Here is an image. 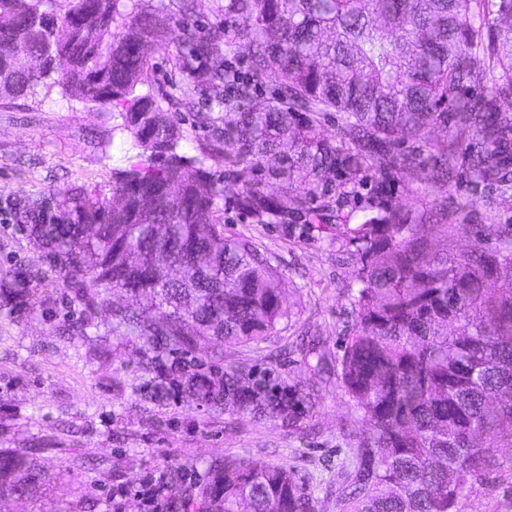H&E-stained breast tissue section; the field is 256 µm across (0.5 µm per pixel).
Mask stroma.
<instances>
[{"mask_svg": "<svg viewBox=\"0 0 512 512\" xmlns=\"http://www.w3.org/2000/svg\"><path fill=\"white\" fill-rule=\"evenodd\" d=\"M162 26L201 32L218 21L215 0H198L183 20L177 0H149ZM178 44L147 48L151 80L178 97L172 72ZM119 109L62 100L59 91L0 98V450L37 449L50 480L41 497L0 500V512H154L141 482L179 466L204 474L210 461L245 458L282 465L310 483L314 512H338L326 486L347 465L361 414L338 379L355 324L349 287L358 269L348 226L330 233L302 225L261 224L233 202L224 206L225 235L249 239L282 279L288 315L266 340L224 344L198 339L187 357L203 371L241 368L249 384L273 394H313L293 419L254 417L177 394L153 395L160 369L143 364L134 336L112 333L98 313L84 336H63L71 308L62 283L14 210L25 199L56 206L70 193L112 192V171L136 151ZM448 221L461 225L458 249L480 224H512V190L481 186L467 167L448 181ZM38 267L35 312L15 308L8 293L18 272ZM461 512H512V448L496 449L461 500Z\"/></svg>", "mask_w": 512, "mask_h": 512, "instance_id": "1", "label": "stroma"}]
</instances>
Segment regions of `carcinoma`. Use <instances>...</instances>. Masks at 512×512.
<instances>
[{
	"label": "carcinoma",
	"instance_id": "1",
	"mask_svg": "<svg viewBox=\"0 0 512 512\" xmlns=\"http://www.w3.org/2000/svg\"><path fill=\"white\" fill-rule=\"evenodd\" d=\"M198 37L162 27L146 0H0V97L58 86L68 99L123 108L138 161L113 169L112 194L74 193L31 234L63 281L87 335L102 310L136 336L145 364L191 402L291 418L300 399L208 374L193 343L262 341L287 314L279 275L242 237L224 235L228 193L263 224H333L346 181L378 173L375 204L352 229L360 266L355 329L339 380L366 429L330 493L339 512H459L470 480L512 448V229L486 224L469 248L448 223L446 187L459 142L431 138L448 120L481 142L478 177L506 190L512 140V0H224ZM181 41L178 68L199 77L172 100L151 81L145 46ZM244 51L242 74L227 58ZM274 96L253 104L266 78ZM491 80V98L468 94ZM202 96L221 111H195ZM210 129L199 154L169 108ZM341 119L336 140L320 115ZM223 169L216 173L213 166ZM252 171L237 188V169ZM404 173L438 189L426 209L390 194ZM39 271L15 277L14 295ZM123 292L128 301L116 303ZM159 481L182 512H311L306 483L278 465L216 459L203 478L180 467ZM49 482L28 449L0 451V498L32 500Z\"/></svg>",
	"mask_w": 512,
	"mask_h": 512
}]
</instances>
